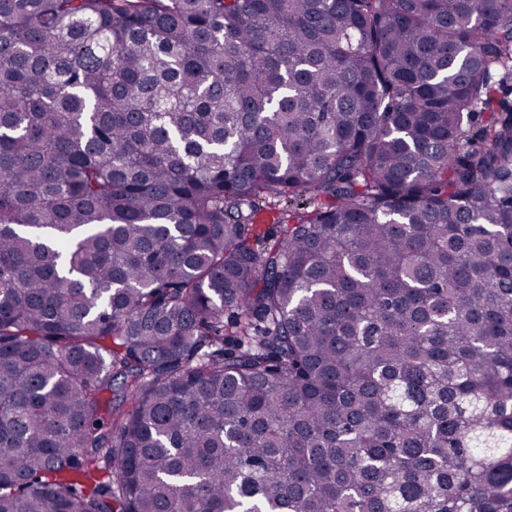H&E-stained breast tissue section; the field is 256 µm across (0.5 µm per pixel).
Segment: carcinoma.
Returning a JSON list of instances; mask_svg holds the SVG:
<instances>
[{"label":"carcinoma","mask_w":512,"mask_h":512,"mask_svg":"<svg viewBox=\"0 0 512 512\" xmlns=\"http://www.w3.org/2000/svg\"><path fill=\"white\" fill-rule=\"evenodd\" d=\"M509 81L512 0H0V512H512ZM255 231L262 234L268 228L276 231L275 238L271 239V243L277 238L283 236V230L288 224V212L281 203L267 204L261 207V211L255 218Z\"/></svg>","instance_id":"cac0c4a2"}]
</instances>
